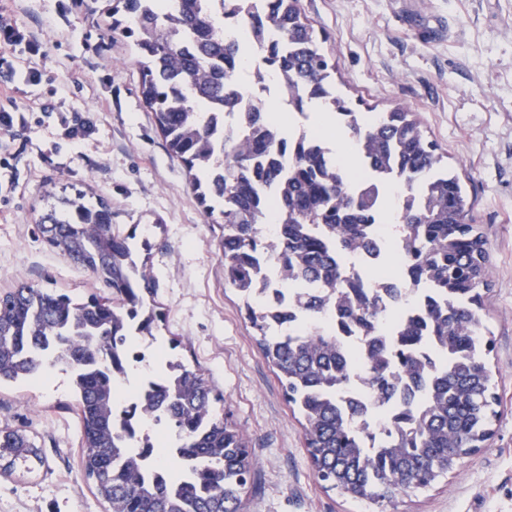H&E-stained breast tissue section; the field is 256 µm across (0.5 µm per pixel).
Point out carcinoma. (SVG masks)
<instances>
[{
  "label": "carcinoma",
  "mask_w": 512,
  "mask_h": 512,
  "mask_svg": "<svg viewBox=\"0 0 512 512\" xmlns=\"http://www.w3.org/2000/svg\"><path fill=\"white\" fill-rule=\"evenodd\" d=\"M201 0H115L112 29L138 51L139 90L168 152L184 165L201 193L204 218L224 225V281L243 300L265 357L278 372L288 402L306 421L305 443L319 481L354 498L383 502L413 488L432 485L452 471L461 453L478 448L497 416L493 379L485 356L491 340L482 291L491 276L485 241L468 223L472 209L459 172L421 129L415 113L399 104L388 112L358 114L330 81L335 69L319 45L300 0H267L253 16L254 33L279 39L268 49L275 74L296 90H311L307 110L320 103L349 118L353 144L361 147L373 177L399 183L413 204L397 211L405 241L406 267L416 282L434 291L423 317L399 333L388 351L375 338L379 299L352 280L336 247L371 245L370 228L383 216L374 184L357 182L321 152L299 143L291 164L280 163L274 132L288 116L253 105L238 113L235 139L204 120L210 105L232 100L226 80L243 69L239 40L218 30ZM277 200L280 257L288 274L318 282L338 302L343 327L357 326L370 343L369 388L378 400L398 394L394 421L401 435L370 452L362 448L363 409L339 396L345 361L336 337L319 327L298 334H271L265 311L252 297L266 214L264 195ZM50 251L89 270L112 290L78 303L67 293L21 285L0 294V383L27 384L42 365L60 362L72 374L81 433L80 464L94 480L108 512H242V494L254 480L256 463L248 439L229 416L213 407L205 372L181 359L177 383L156 378L144 412L165 406L172 448L149 446L150 434L115 408L112 377L131 367L122 344L152 335L154 317L143 294L156 288L153 271L135 259L132 236L113 229L112 209L92 205L78 193L51 206L39 224ZM427 342L439 360L421 355ZM0 448H16L22 461L40 458L34 440L0 430ZM173 460L168 490L151 483L142 462Z\"/></svg>",
  "instance_id": "obj_1"
}]
</instances>
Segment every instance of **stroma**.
Here are the masks:
<instances>
[{
    "label": "stroma",
    "instance_id": "35a3bbf8",
    "mask_svg": "<svg viewBox=\"0 0 512 512\" xmlns=\"http://www.w3.org/2000/svg\"><path fill=\"white\" fill-rule=\"evenodd\" d=\"M38 34L37 86L17 94L25 129L0 131V294L19 283L77 299L110 290L49 251L39 220L65 193L112 206L121 232L149 239L158 278L156 346L198 364L244 429L257 465L243 512H512V0H301L325 36L334 78L356 111L402 103L416 112L475 201L470 221L489 252L485 294L493 332L488 363L499 415L492 435L428 488L375 504L326 489L303 426L224 281V227L205 223L182 163L173 158L140 94L132 43L111 32L112 0H0ZM89 119L69 139L58 117ZM69 372L0 387V427L34 437L42 460L0 473V512H106L79 466L81 434Z\"/></svg>",
    "mask_w": 512,
    "mask_h": 512
}]
</instances>
